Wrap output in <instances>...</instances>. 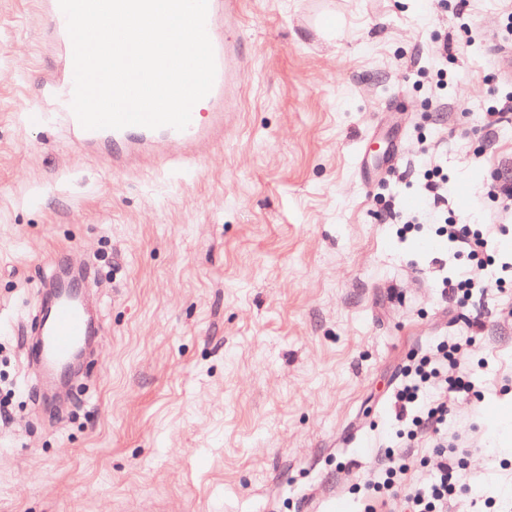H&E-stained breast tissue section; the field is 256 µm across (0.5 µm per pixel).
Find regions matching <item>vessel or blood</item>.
Masks as SVG:
<instances>
[{
    "label": "vessel or blood",
    "mask_w": 512,
    "mask_h": 512,
    "mask_svg": "<svg viewBox=\"0 0 512 512\" xmlns=\"http://www.w3.org/2000/svg\"><path fill=\"white\" fill-rule=\"evenodd\" d=\"M239 0H208L207 33L215 55L216 77L205 102L204 117H192L184 130L171 127L149 129L129 126L123 129H84L71 109L74 89L72 42L66 18L58 0H44L43 17L49 41L61 57L58 65L47 68L30 84L32 99L46 102L56 119L75 135L86 151L95 155L105 168L128 170L157 164L156 148L164 144L188 165L198 162L217 145L223 144L229 123L238 112L239 87L237 70L247 69L249 62L238 53V46L225 37V30L236 27ZM54 298L36 336L27 340L24 356L39 376H52L69 365L89 337L103 333L100 318L91 316L82 291L72 289L65 271L48 280Z\"/></svg>",
    "instance_id": "vessel-or-blood-1"
}]
</instances>
